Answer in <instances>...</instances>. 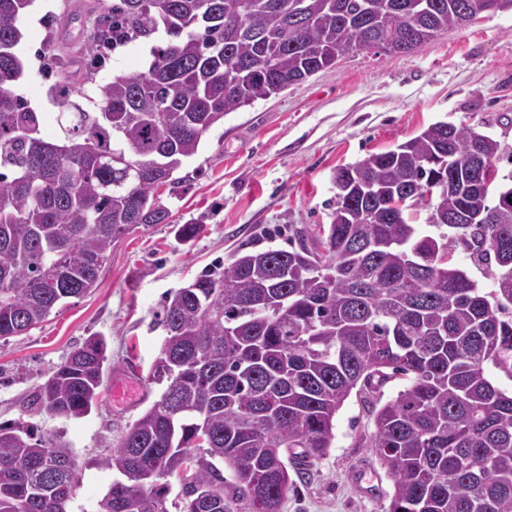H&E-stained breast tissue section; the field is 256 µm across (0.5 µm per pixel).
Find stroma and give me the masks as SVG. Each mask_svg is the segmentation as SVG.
I'll list each match as a JSON object with an SVG mask.
<instances>
[{
    "instance_id": "stroma-1",
    "label": "stroma",
    "mask_w": 512,
    "mask_h": 512,
    "mask_svg": "<svg viewBox=\"0 0 512 512\" xmlns=\"http://www.w3.org/2000/svg\"><path fill=\"white\" fill-rule=\"evenodd\" d=\"M103 7L102 0H34L18 20L25 70L15 91L43 113L45 139L59 136L62 110L50 92L58 75L46 69L48 56L60 58L73 100L87 109L98 85L143 67L149 47L137 42L108 54L87 76L80 33ZM438 122L498 140L497 176H512V11L482 15L405 54L346 52L333 66L228 115L177 170V183L160 188L168 223L123 235L91 293L58 304L28 332L0 339V426L70 446L82 469L71 512H93L115 478L99 459L165 389L151 370L166 335L167 298L205 270L227 266L240 250L318 244L332 222L337 168ZM184 224L200 227L186 242L176 236ZM92 336L106 342L97 406L80 419L49 417L35 403L40 386ZM404 386L395 380L367 398L352 393L336 415L327 455L309 466L280 512H385L392 482L368 446L374 427L367 404L385 403Z\"/></svg>"
}]
</instances>
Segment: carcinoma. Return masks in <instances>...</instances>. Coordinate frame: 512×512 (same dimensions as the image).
Returning <instances> with one entry per match:
<instances>
[{
    "label": "carcinoma",
    "instance_id": "1",
    "mask_svg": "<svg viewBox=\"0 0 512 512\" xmlns=\"http://www.w3.org/2000/svg\"><path fill=\"white\" fill-rule=\"evenodd\" d=\"M469 0H112L89 31L92 48L152 44L147 70L99 86L93 111L58 85L61 137H40L42 115L15 93L23 68L17 25L33 0H0V338L42 323L54 307L94 288L112 244L164 224L155 198L224 117L333 65L352 45L408 53L470 23ZM239 23L231 33L224 14ZM233 77L226 78L227 70ZM90 150L74 169L64 150ZM501 144L471 127L438 122L416 137L336 170V197L320 248L235 255L167 300L153 378L174 386L99 465L117 471L94 512H168L172 485L139 489L151 466L179 486L180 512H279L294 490L285 455H327L336 414L354 389L408 385L371 406L370 448L392 480L386 512H512V186L497 191L489 223L476 213ZM146 156L157 174L114 162ZM437 197L419 235L390 204ZM486 269L484 291L444 253ZM101 337L76 347L40 386L49 415L77 419L97 405ZM223 464L232 481L224 482ZM80 469L68 445L0 427V512H70Z\"/></svg>",
    "mask_w": 512,
    "mask_h": 512
}]
</instances>
